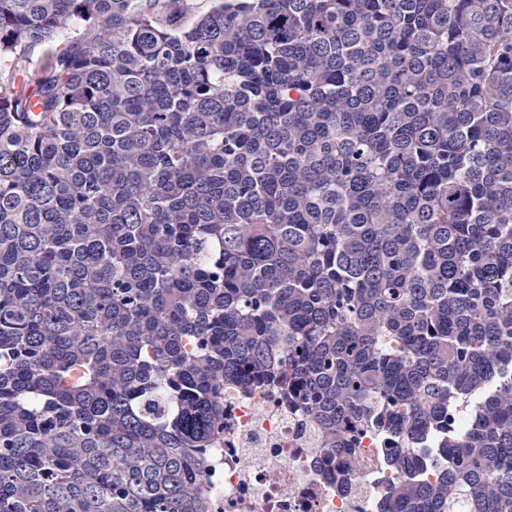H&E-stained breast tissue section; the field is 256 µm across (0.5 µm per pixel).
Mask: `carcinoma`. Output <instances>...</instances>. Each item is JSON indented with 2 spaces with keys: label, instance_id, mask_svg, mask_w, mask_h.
<instances>
[{
  "label": "carcinoma",
  "instance_id": "carcinoma-1",
  "mask_svg": "<svg viewBox=\"0 0 512 512\" xmlns=\"http://www.w3.org/2000/svg\"><path fill=\"white\" fill-rule=\"evenodd\" d=\"M155 2L0 0V512H209L226 385L512 512V0Z\"/></svg>",
  "mask_w": 512,
  "mask_h": 512
}]
</instances>
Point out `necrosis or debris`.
<instances>
[{
  "mask_svg": "<svg viewBox=\"0 0 512 512\" xmlns=\"http://www.w3.org/2000/svg\"><path fill=\"white\" fill-rule=\"evenodd\" d=\"M381 445L364 434L331 479L318 424L273 391L225 388L224 446L209 472L214 512H381L394 476Z\"/></svg>",
  "mask_w": 512,
  "mask_h": 512,
  "instance_id": "necrosis-or-debris-1",
  "label": "necrosis or debris"
}]
</instances>
